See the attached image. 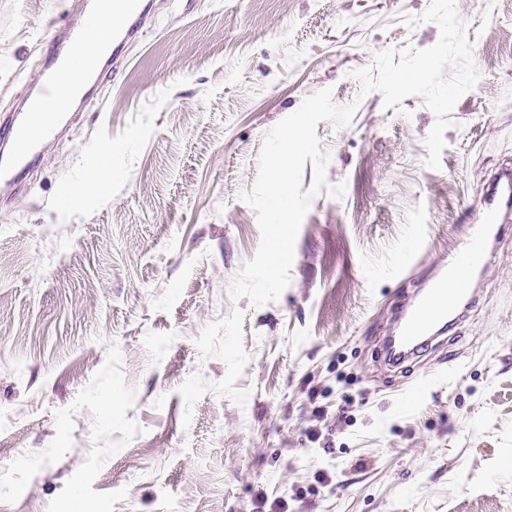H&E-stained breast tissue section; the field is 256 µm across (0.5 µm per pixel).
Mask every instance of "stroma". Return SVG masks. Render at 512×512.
<instances>
[{
  "instance_id": "35a3bbf8",
  "label": "stroma",
  "mask_w": 512,
  "mask_h": 512,
  "mask_svg": "<svg viewBox=\"0 0 512 512\" xmlns=\"http://www.w3.org/2000/svg\"><path fill=\"white\" fill-rule=\"evenodd\" d=\"M152 3L117 78L0 203V512H512V229L444 349L412 374L376 359L512 164V0H456L481 77L437 169L422 98L400 113L354 77L438 42L402 21L430 0ZM86 6L0 0V106L34 81L49 17ZM327 87L357 106L316 129L345 194L313 198L276 301L233 299L262 140ZM93 168L105 193L80 191Z\"/></svg>"
}]
</instances>
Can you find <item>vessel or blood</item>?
<instances>
[{
    "label": "vessel or blood",
    "mask_w": 512,
    "mask_h": 512,
    "mask_svg": "<svg viewBox=\"0 0 512 512\" xmlns=\"http://www.w3.org/2000/svg\"><path fill=\"white\" fill-rule=\"evenodd\" d=\"M146 25L143 0H112V54L106 58L98 38L97 10L52 20L47 49L53 64L43 65L34 88L24 90L22 107L0 112V137L12 144L11 164L24 162L37 147L61 137V117L69 105L59 98L60 85L68 82L79 91L88 81L116 71L123 62L124 46ZM78 48L85 52L79 62L73 58ZM511 223L512 167L506 165L487 179L478 222L472 227L467 247L399 312L394 335L384 341L385 356L391 364L420 357L450 325L464 318L476 300L469 284L472 276L486 266V247L499 240Z\"/></svg>",
    "instance_id": "1"
}]
</instances>
